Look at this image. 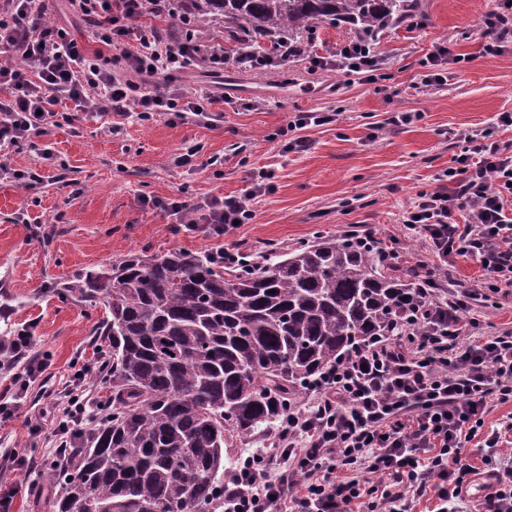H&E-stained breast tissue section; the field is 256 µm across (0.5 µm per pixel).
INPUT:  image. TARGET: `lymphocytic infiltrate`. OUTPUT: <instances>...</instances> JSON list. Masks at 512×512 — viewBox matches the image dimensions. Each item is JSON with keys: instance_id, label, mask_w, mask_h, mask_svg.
Returning a JSON list of instances; mask_svg holds the SVG:
<instances>
[{"instance_id": "1", "label": "lymphocytic infiltrate", "mask_w": 512, "mask_h": 512, "mask_svg": "<svg viewBox=\"0 0 512 512\" xmlns=\"http://www.w3.org/2000/svg\"><path fill=\"white\" fill-rule=\"evenodd\" d=\"M90 28V43L48 22L46 0H0V179L29 188L40 176L11 166L9 148L45 133L64 101L80 112L156 113L171 120H210L211 94L180 87L159 94L146 78L205 68L224 73V50L182 14L180 35L158 40L148 15L166 0H70ZM132 46H125V39ZM274 175L254 172L246 197L193 205L149 199L181 217L189 231L227 235L255 217L250 199L271 192ZM431 190L416 193L401 222L434 258L463 257L483 266L468 288L440 285L420 265L411 301L388 335L358 343L311 381L314 398L289 405L261 452L239 457L224 476V512H416L422 498L436 512H460L474 482L485 480L479 512H512V452L503 444L512 422L486 427L491 404L512 401V331L473 339L475 303L512 288V153L491 132L461 136L454 166ZM464 213L456 223L455 213ZM478 441L480 465L466 454Z\"/></svg>"}]
</instances>
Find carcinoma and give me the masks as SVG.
I'll use <instances>...</instances> for the list:
<instances>
[{
    "label": "carcinoma",
    "instance_id": "cac0c4a2",
    "mask_svg": "<svg viewBox=\"0 0 512 512\" xmlns=\"http://www.w3.org/2000/svg\"><path fill=\"white\" fill-rule=\"evenodd\" d=\"M224 17L237 52L300 40L346 20L359 37L412 21L419 0H190ZM414 284L369 253L325 239L274 251L250 270L182 249L129 253L57 289L104 309L112 406L71 433L54 512H224L226 433L283 419L288 401L351 344L384 334Z\"/></svg>",
    "mask_w": 512,
    "mask_h": 512
}]
</instances>
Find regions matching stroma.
<instances>
[{
  "instance_id": "stroma-1",
  "label": "stroma",
  "mask_w": 512,
  "mask_h": 512,
  "mask_svg": "<svg viewBox=\"0 0 512 512\" xmlns=\"http://www.w3.org/2000/svg\"><path fill=\"white\" fill-rule=\"evenodd\" d=\"M417 24L379 33L374 49L384 60L381 79L370 82L330 67H311L295 57L277 73L259 68L242 73L226 66L223 77L196 70L182 77L186 89L203 88L216 97L214 121L173 122L155 116L82 113L76 124L58 121L44 135L9 151L11 164L32 169L41 183L24 189L0 180V310L4 329H28L30 354L45 372L16 386L0 371V401L15 403L0 413V478L21 488L10 512H53L40 491L52 481L43 465L55 445V428L69 396L105 403L111 393L98 368L108 351L95 335L101 309L56 290L79 272L144 251L171 249L207 253L239 249L262 257L294 249L319 237L343 238L353 227H372L379 239H401L405 261H430L423 241L408 234L399 217L415 193L436 187L451 166L461 134L492 131L512 144V130L496 125L512 111V48L481 54L482 15L496 0H420ZM449 42L468 62L450 66L448 81L429 85L423 62L435 44ZM232 78L238 94L225 96ZM299 112H332L327 125L301 130L305 151L285 152L293 135L289 122ZM411 112L405 126L388 124L389 114ZM119 132H112V125ZM54 164L41 157L44 148ZM194 151L191 165L174 166V155ZM220 164H210V157ZM274 174L272 192L255 198V217L233 234L206 237L185 231L175 217L144 205V198H177L195 203L244 196L252 171ZM477 334L512 330V293L492 295L476 305ZM31 460L30 473L10 469L14 453Z\"/></svg>"
}]
</instances>
